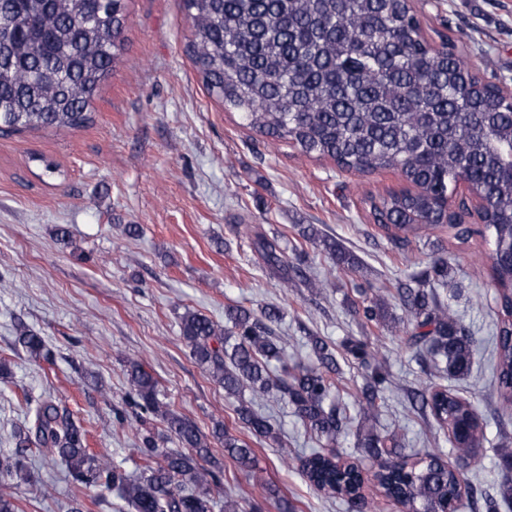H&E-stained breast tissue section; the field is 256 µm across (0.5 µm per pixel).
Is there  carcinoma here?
I'll return each mask as SVG.
<instances>
[{"label":"carcinoma","instance_id":"cac0c4a2","mask_svg":"<svg viewBox=\"0 0 512 512\" xmlns=\"http://www.w3.org/2000/svg\"><path fill=\"white\" fill-rule=\"evenodd\" d=\"M127 0H0V132L39 128L76 129L91 121L90 105L100 84L115 71L124 42ZM191 22L185 52L209 96L239 114L242 124L274 143L307 156L331 159L346 171H393L415 192L370 196L369 216L396 245L460 215L445 213L459 184L481 201L476 233L491 246L490 272L499 309L494 338V390L512 411V99L497 83L474 74L448 40L430 43L410 0H182ZM252 248L267 268L290 287V265L278 243L259 227L247 226ZM338 266L356 258L310 226L302 231ZM448 261L396 288L404 309L398 331L405 343L441 372L464 377L471 369L473 338L437 293ZM362 307L365 321L387 323L385 293ZM226 326L187 309L181 337L195 362L239 400L236 414L255 435L279 442L275 429L242 400L277 395L318 441L337 443L351 423L348 407L336 401V356L327 340L314 336L310 365L290 364L271 324L278 311L236 306ZM18 343L34 360L49 359L44 340L20 330ZM345 347L366 370L354 399L359 442L366 458L379 463L373 483L358 466L330 451H313L300 470L318 493L350 508L380 510L394 500L406 512H457L460 487L485 440L479 405L429 387L418 393L442 430H453L451 466L426 453L410 466L402 445L375 429L376 399L389 384L378 350L365 340ZM129 404L137 421L159 420L162 432L147 431L134 473L112 465L87 446L86 433L51 395L36 399L34 415L13 433L17 450L0 453V485L29 483L22 454L33 446L61 462L72 481L87 490L110 488L133 512H214L219 472L199 461L211 459L210 439L240 469L256 466L255 450L215 421L211 435L159 399L157 381L141 365H129ZM176 440L181 450L159 447ZM504 497L512 498V436L500 435Z\"/></svg>","mask_w":512,"mask_h":512}]
</instances>
